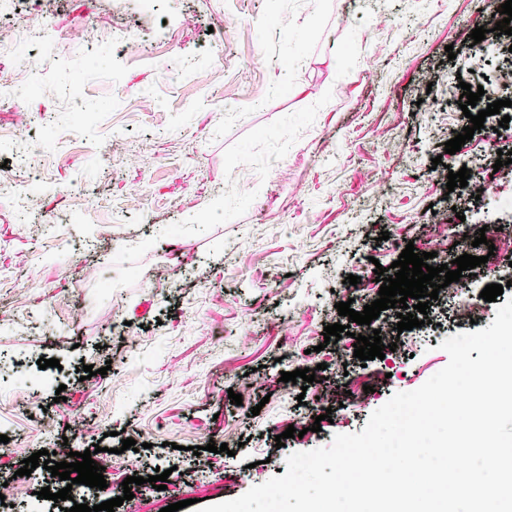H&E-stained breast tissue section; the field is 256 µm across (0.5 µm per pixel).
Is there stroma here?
I'll return each instance as SVG.
<instances>
[{
  "mask_svg": "<svg viewBox=\"0 0 512 512\" xmlns=\"http://www.w3.org/2000/svg\"><path fill=\"white\" fill-rule=\"evenodd\" d=\"M491 19L485 0H160L152 12L138 0H17L0 15V129L22 118L28 132L24 145L0 143L11 176L0 183V477L17 487L0 512H61L37 496L58 478L17 471L65 441L101 448L107 486L84 488L80 504L122 495L129 476L145 482L115 512L238 498L291 453L362 431L448 364L444 339L490 325L512 297V169L495 165L512 126L485 123L453 155L445 143L470 124L459 74L490 77L507 61L512 38ZM39 25L57 38L35 47L29 74L12 44ZM117 28L136 50L112 42ZM80 108L95 122L78 124ZM463 167L492 193L447 192ZM486 225L502 229L492 245L459 247ZM409 244L442 249L436 267L487 257L503 293L472 320L433 301L427 324L361 363L363 328L336 305L376 300V266ZM351 274L360 282L345 286ZM490 281L461 277L473 298ZM334 323L351 333L325 342ZM43 357L59 367L39 369ZM320 363L322 382L280 380ZM84 364L98 375L81 379ZM331 406L337 418L312 432L310 414ZM291 425L299 437L277 447ZM125 437L139 450H121ZM211 442L228 452L198 461L193 448ZM172 462L178 477L154 489L149 476Z\"/></svg>",
  "mask_w": 512,
  "mask_h": 512,
  "instance_id": "35a3bbf8",
  "label": "stroma"
}]
</instances>
